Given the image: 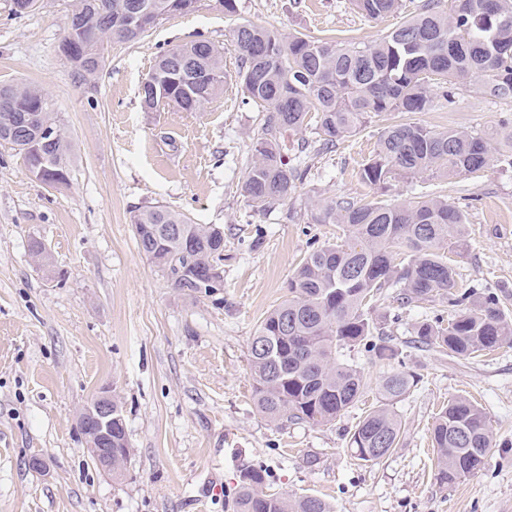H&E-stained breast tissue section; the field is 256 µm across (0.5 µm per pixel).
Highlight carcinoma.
I'll list each match as a JSON object with an SVG mask.
<instances>
[{
  "instance_id": "1",
  "label": "carcinoma",
  "mask_w": 512,
  "mask_h": 512,
  "mask_svg": "<svg viewBox=\"0 0 512 512\" xmlns=\"http://www.w3.org/2000/svg\"><path fill=\"white\" fill-rule=\"evenodd\" d=\"M140 3L161 20L175 11L190 12L196 0H78L74 14L97 22L95 52L115 37L113 26L127 19L128 6ZM452 0L444 10L438 0H422L412 17L371 43L326 41L302 34H280L252 23L232 28L230 47L240 66L235 74L244 99L265 112L251 140L252 162L243 192L252 208L264 211L286 202L302 173L285 159V136L313 126L320 149L329 150L387 113L446 108L452 90L482 83L491 98L512 101V0ZM369 20L400 13L402 0H352ZM200 58L193 88L184 90L177 74L181 58ZM151 73L170 80L173 105L199 112L227 81L224 48L207 40L173 47L160 55ZM39 111L52 115L49 100L37 88L0 86V145L21 154L28 167L45 166L69 182L68 145L61 137L41 144L32 130L23 137L16 123ZM512 148V128L489 137L455 128L396 121L384 127L373 155L362 165V181L387 189L398 177L427 181L472 173L489 165L494 147ZM316 224H335L336 241L311 250L288 281V298L267 312L250 345L253 398L271 422L328 424L365 395L370 382L342 353L364 347L389 366L380 382L384 403L360 420L349 438L355 459L373 463L399 447L404 424L393 411L417 387L416 375L392 367L399 353L370 317V307L390 298L401 308L447 303L460 308L444 320L435 313L414 327L415 343L434 346L458 359L512 346V319L499 295L488 289L458 291L454 259L467 248L464 212L434 193L408 204L339 198L320 202L311 214ZM139 251L178 281L176 288L194 298L209 297L203 265L220 269L224 228L191 223L183 213L152 206L131 217ZM197 249L194 268H185L182 242ZM437 451L436 479L442 486L485 466L495 447L484 411L454 397L432 427ZM113 464L127 463L131 449L119 423L112 422ZM382 448L384 452L376 453ZM234 512H333L315 495L288 497L266 491L265 470L240 471Z\"/></svg>"
}]
</instances>
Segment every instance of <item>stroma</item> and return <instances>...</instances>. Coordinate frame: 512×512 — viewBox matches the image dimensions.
Returning a JSON list of instances; mask_svg holds the SVG:
<instances>
[{
    "mask_svg": "<svg viewBox=\"0 0 512 512\" xmlns=\"http://www.w3.org/2000/svg\"><path fill=\"white\" fill-rule=\"evenodd\" d=\"M74 0H43L17 15L0 0V85L45 91L70 143L69 183L36 180L24 158L0 145V512H234L243 467L267 472V490L317 495L335 512H512V347L474 359L449 358L412 343L426 308L386 301L373 314L417 388L394 406L405 423L402 445L379 462L356 464L350 433L377 406L383 373L359 348L347 358L371 391L335 422L276 424L256 409L249 345L265 314L312 248L338 228L311 221L318 198L403 204L423 192L422 178L385 190L364 184L383 118L311 152L287 202L258 213L242 184L261 114L234 80L230 31L248 21L280 33L372 42L392 19L373 21L349 0H237L235 15L217 0L163 19L133 42L108 41L89 84L59 51ZM207 39L223 46L229 78L201 112L168 106L144 111L138 91L157 57ZM411 121L492 133L512 125V102L473 82L436 112ZM480 172L436 182L465 210L468 247L455 258L460 288L489 286L512 312V165L504 156ZM165 205L195 224L224 228V288L184 296L140 253L130 219ZM51 255L41 266L32 240ZM120 396L131 455L113 478L85 452L81 409L102 389ZM483 408L496 446L481 470L440 486L429 430L449 398ZM46 460L39 473L31 458Z\"/></svg>",
    "mask_w": 512,
    "mask_h": 512,
    "instance_id": "35a3bbf8",
    "label": "stroma"
}]
</instances>
